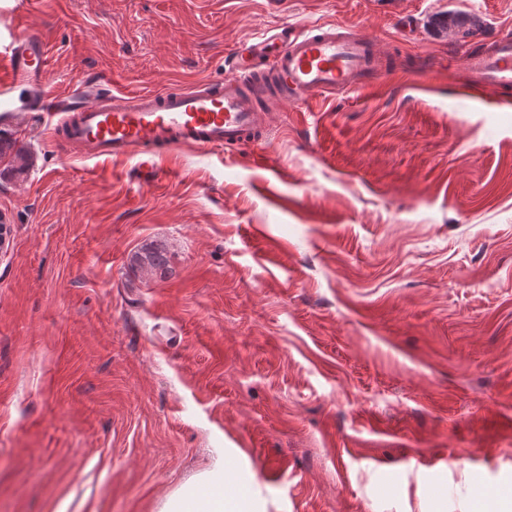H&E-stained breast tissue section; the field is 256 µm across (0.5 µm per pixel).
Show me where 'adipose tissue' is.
Masks as SVG:
<instances>
[{
	"label": "adipose tissue",
	"instance_id": "obj_1",
	"mask_svg": "<svg viewBox=\"0 0 512 512\" xmlns=\"http://www.w3.org/2000/svg\"><path fill=\"white\" fill-rule=\"evenodd\" d=\"M196 490L176 494L166 512H265L259 498L230 489L223 471L203 473Z\"/></svg>",
	"mask_w": 512,
	"mask_h": 512
}]
</instances>
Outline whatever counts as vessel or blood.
<instances>
[{"mask_svg": "<svg viewBox=\"0 0 512 512\" xmlns=\"http://www.w3.org/2000/svg\"><path fill=\"white\" fill-rule=\"evenodd\" d=\"M480 42L481 51L464 57L472 89L512 88V35ZM382 64L372 37L317 21L239 48L220 81L131 95L86 78L58 91L48 82L49 48L31 28L27 0H15L0 35V126L18 129L24 114L41 112L50 141L84 145L91 159L137 158L149 174L173 148L238 147L266 136L274 106L339 90L360 93Z\"/></svg>", "mask_w": 512, "mask_h": 512, "instance_id": "vessel-or-blood-1", "label": "vessel or blood"}]
</instances>
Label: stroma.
<instances>
[{
	"label": "stroma",
	"instance_id": "obj_1",
	"mask_svg": "<svg viewBox=\"0 0 512 512\" xmlns=\"http://www.w3.org/2000/svg\"><path fill=\"white\" fill-rule=\"evenodd\" d=\"M54 89L223 78L339 23L393 57L268 137L136 159L0 129V512H162L223 467L266 512L512 505V97L463 93L512 0H29ZM165 244L167 277L129 256Z\"/></svg>",
	"mask_w": 512,
	"mask_h": 512
}]
</instances>
